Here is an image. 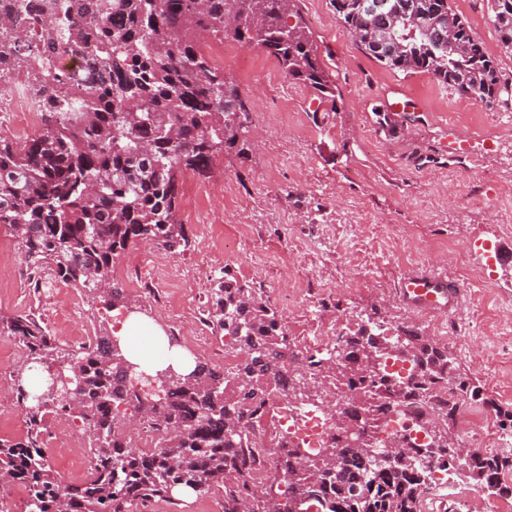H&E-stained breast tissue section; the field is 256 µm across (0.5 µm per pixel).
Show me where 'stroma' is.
<instances>
[{
    "label": "stroma",
    "instance_id": "obj_1",
    "mask_svg": "<svg viewBox=\"0 0 512 512\" xmlns=\"http://www.w3.org/2000/svg\"><path fill=\"white\" fill-rule=\"evenodd\" d=\"M451 4L512 74V52L497 41L480 0ZM296 8L336 83L335 97H320L279 65L265 67L267 54L258 46L230 40L235 54L257 60L249 69L224 65L251 108V149L224 151L209 174L195 176L197 205L180 197V218L191 238L186 250L159 265L148 245L128 246L119 257L123 265L143 256L138 274L168 282V305L134 289L129 277L117 276L119 287L176 346L218 372L223 364L193 351L192 340L209 290L225 272L264 289L283 318L300 321L312 342L336 319L354 327L375 308L380 320L415 325L446 345L462 372L512 410V372L496 363L512 353V320L498 308L500 298L512 297V264L495 265L487 285L461 276L438 251L442 244L467 249L478 268L485 262L480 242L512 247V232L500 224L512 212V111L458 97L428 75L404 76L380 65L349 37L330 0H297ZM396 94L406 110L385 111V99ZM366 224H387L391 231L362 243L357 228ZM218 227L241 235L239 254H225L214 233ZM14 263L0 287V314H35L61 352L70 353L67 333L54 325L42 296L51 275L35 288L23 248H16ZM421 268L459 281L462 310L482 306L484 324L467 347L455 340V316H442L439 328H432L426 315L396 296L397 281Z\"/></svg>",
    "mask_w": 512,
    "mask_h": 512
}]
</instances>
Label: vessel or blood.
Listing matches in <instances>:
<instances>
[{
	"instance_id": "vessel-or-blood-1",
	"label": "vessel or blood",
	"mask_w": 512,
	"mask_h": 512,
	"mask_svg": "<svg viewBox=\"0 0 512 512\" xmlns=\"http://www.w3.org/2000/svg\"><path fill=\"white\" fill-rule=\"evenodd\" d=\"M397 294L412 309L443 315L457 308L461 289L446 274L422 269L404 276L398 283Z\"/></svg>"
}]
</instances>
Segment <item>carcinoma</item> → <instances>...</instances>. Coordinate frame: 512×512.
Returning a JSON list of instances; mask_svg holds the SVG:
<instances>
[{"label":"carcinoma","instance_id":"carcinoma-1","mask_svg":"<svg viewBox=\"0 0 512 512\" xmlns=\"http://www.w3.org/2000/svg\"><path fill=\"white\" fill-rule=\"evenodd\" d=\"M486 2L498 42L512 51V0ZM332 5L358 47L391 71L426 74L460 97L512 109V82L450 0ZM55 7L50 0H16L6 14L11 26L3 27L13 48L32 38L48 52L65 47L86 53L102 79L79 87L42 56L21 57L33 90L49 91L53 100L36 135L22 144L0 136V224L24 244L33 273L48 271L109 311L125 308L113 272L128 246L141 242L176 252L189 245L179 215L181 174L208 173L226 149L248 151L251 110L234 81L210 66L205 35L254 43L297 82L322 94L334 89L296 0H73L52 24L46 16ZM406 10L409 24L396 31L401 53H375L376 35ZM450 25L460 53L448 48ZM92 269L110 282L106 292L89 279ZM207 318L242 355L231 378L198 363L170 382L165 398L143 397L126 387L129 360L121 351L109 354L112 328L102 325L94 341L69 359L67 368L79 371V388L70 398L40 404L36 393L17 384L13 397L27 430L21 438H0V479L28 487L29 512H126L135 501L168 499L178 487L199 494L222 488L224 512H240L242 500L254 496L245 480L253 448L244 419L266 405L271 385L287 382L289 348L282 317L264 290L228 270L211 288ZM370 324L341 337L329 354L339 358L329 376L355 395L370 393L362 364L389 346L394 359L410 365L412 381L404 394L397 381L377 385L379 402L350 407V421L387 412L405 399L424 404L448 382L456 389V400L445 407L448 417L478 401L495 406L460 372L447 347L413 326L381 342ZM0 335L18 341L30 369L55 359L53 336L32 315H0ZM49 407L79 419L89 432L90 480L69 483L48 464L42 444ZM134 420L162 436L161 448L144 453L128 446ZM426 436L425 447L384 466L340 433L313 458L300 448L282 452L274 480L285 486L283 501L258 498L254 512H308L314 505L323 512H421L438 468L455 470L479 490L509 492L500 476L512 471V456L474 453L457 464L456 449L448 445L452 427Z\"/></svg>","mask_w":512,"mask_h":512}]
</instances>
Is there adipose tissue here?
I'll use <instances>...</instances> for the list:
<instances>
[{
    "label": "adipose tissue",
    "mask_w": 512,
    "mask_h": 512,
    "mask_svg": "<svg viewBox=\"0 0 512 512\" xmlns=\"http://www.w3.org/2000/svg\"><path fill=\"white\" fill-rule=\"evenodd\" d=\"M116 336L130 361L141 364L150 373H157L167 366L188 372L194 360L179 347L169 345L160 328L150 319L129 315L119 322Z\"/></svg>",
    "instance_id": "ef3b65f1"
}]
</instances>
